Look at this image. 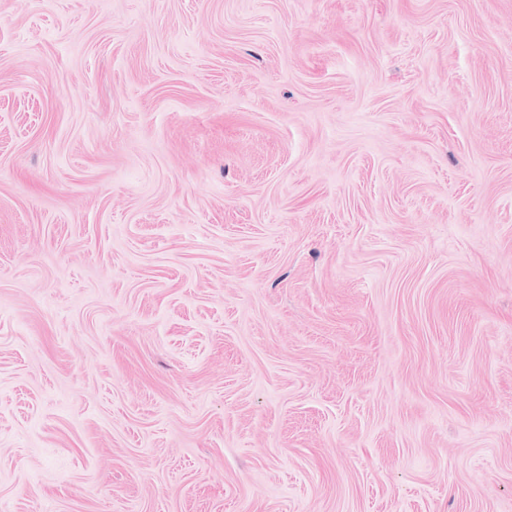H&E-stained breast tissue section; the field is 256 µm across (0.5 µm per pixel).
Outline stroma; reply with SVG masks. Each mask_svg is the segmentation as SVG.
Wrapping results in <instances>:
<instances>
[{
	"label": "stroma",
	"instance_id": "obj_1",
	"mask_svg": "<svg viewBox=\"0 0 512 512\" xmlns=\"http://www.w3.org/2000/svg\"><path fill=\"white\" fill-rule=\"evenodd\" d=\"M0 512H512V0H0Z\"/></svg>",
	"mask_w": 512,
	"mask_h": 512
}]
</instances>
